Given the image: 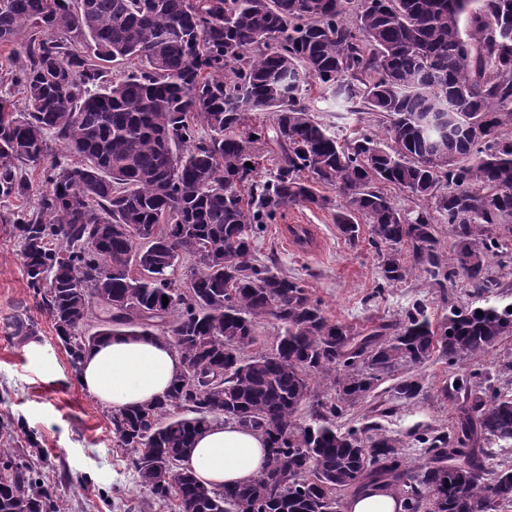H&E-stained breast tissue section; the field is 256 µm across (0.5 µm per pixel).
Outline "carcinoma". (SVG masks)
<instances>
[{"mask_svg": "<svg viewBox=\"0 0 512 512\" xmlns=\"http://www.w3.org/2000/svg\"><path fill=\"white\" fill-rule=\"evenodd\" d=\"M472 2L359 0L352 22L350 0H0V46L24 57L7 75L25 91L21 110L0 95V199L29 197L25 170L49 139L81 158L50 160L37 202L3 221L75 369L117 334L157 336L183 359L162 398L109 417L174 512H338L372 485L400 494L403 512L512 504V467L483 464L486 446L512 445V397L474 373L440 388L450 430H411L416 465L377 421L336 426L399 367L512 336V305H452L435 325L416 302L395 325L358 330L253 259L279 212L334 208L350 242L368 224L388 284L418 269L445 300L460 282L479 298L501 287L489 267L512 245V0ZM310 82L384 136L340 138L306 104ZM245 112L274 114L264 178L246 163L266 132L238 134ZM381 182L419 205L398 206ZM438 224L456 238L449 260ZM502 224L508 235L494 234ZM265 322L275 336L259 352ZM393 390L410 403L423 385L401 377ZM220 422L266 439L268 466L248 484L207 488L182 465ZM39 482L24 451L0 448V512H60Z\"/></svg>", "mask_w": 512, "mask_h": 512, "instance_id": "obj_1", "label": "carcinoma"}]
</instances>
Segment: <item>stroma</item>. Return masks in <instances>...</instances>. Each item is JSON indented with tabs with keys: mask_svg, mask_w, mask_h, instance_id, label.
Masks as SVG:
<instances>
[{
	"mask_svg": "<svg viewBox=\"0 0 512 512\" xmlns=\"http://www.w3.org/2000/svg\"><path fill=\"white\" fill-rule=\"evenodd\" d=\"M306 103L319 120L338 134L358 124L357 114L337 103L329 91L310 86ZM309 226L313 239L306 247L284 243L288 226ZM258 262L275 258L279 269L297 278L332 320L367 326L378 320L398 322L405 309L421 302L430 320L440 319L448 305H477L465 286L448 297L429 287L423 274L406 283L386 285L379 274L377 250L369 231L348 242L334 222L333 211L292 207L264 225L255 243ZM34 325L36 334L15 336V322ZM512 358V336L500 339L480 356L449 364L438 358L399 368L402 376L418 378L424 390L413 402L392 400V379L339 419L340 427L359 428L370 421L375 407L388 405L381 424L404 443L408 462L423 452L410 430L414 425L450 430L453 409L438 390L448 377L463 372L489 376L501 394L512 395V378L499 375L503 360ZM110 408L81 385L59 342L51 319L40 308L27 280L20 248L10 225L0 222V439L9 448H35L32 463L54 493L61 512H173L141 486L126 452L110 432Z\"/></svg>",
	"mask_w": 512,
	"mask_h": 512,
	"instance_id": "obj_1",
	"label": "stroma"
}]
</instances>
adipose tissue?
Masks as SVG:
<instances>
[{"label": "adipose tissue", "mask_w": 512, "mask_h": 512, "mask_svg": "<svg viewBox=\"0 0 512 512\" xmlns=\"http://www.w3.org/2000/svg\"><path fill=\"white\" fill-rule=\"evenodd\" d=\"M178 354L153 336L115 335L91 349L82 364L81 383L114 408L139 405L162 396L179 375ZM264 437L235 423L217 424L196 442L185 467L208 487L251 481L266 465Z\"/></svg>", "instance_id": "adipose-tissue-1"}]
</instances>
